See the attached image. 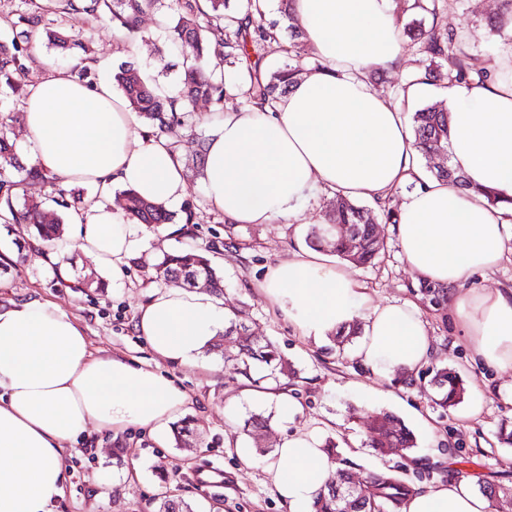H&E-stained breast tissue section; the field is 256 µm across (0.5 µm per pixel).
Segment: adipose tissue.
<instances>
[{"label":"adipose tissue","mask_w":512,"mask_h":512,"mask_svg":"<svg viewBox=\"0 0 512 512\" xmlns=\"http://www.w3.org/2000/svg\"><path fill=\"white\" fill-rule=\"evenodd\" d=\"M295 20L322 69L297 80L272 110L225 111L204 163L212 207L229 224H271L296 216L295 201L319 184L350 198L376 199L415 188L395 231L416 284L448 291V320L473 356L512 370V287L478 288L506 260L512 240V37L486 63L485 83L445 92L452 113V160L462 189L427 177L399 106L377 93L371 71L402 58L395 0H292ZM32 163L86 182L98 194L71 213L83 253L122 279L142 225L110 204L113 186L142 197L180 201L184 167L165 140L140 134L122 94L105 80L87 85L46 67L23 99ZM496 192L497 206L486 195ZM266 298L305 338L319 343L362 321L355 354L372 374L414 371L432 353L427 322L413 301L379 304L346 265L302 249L268 268ZM227 311L210 291L156 290L137 326L161 359L199 364ZM190 405L164 374L122 356L93 355L78 322L57 303L0 308V512H51L65 491V452L90 426L118 435L129 428L161 435ZM267 471L291 512H310L336 470L316 430L285 438ZM476 478L417 487L401 512H497Z\"/></svg>","instance_id":"obj_1"}]
</instances>
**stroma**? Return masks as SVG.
<instances>
[{"mask_svg":"<svg viewBox=\"0 0 512 512\" xmlns=\"http://www.w3.org/2000/svg\"><path fill=\"white\" fill-rule=\"evenodd\" d=\"M447 2L449 28L461 34L470 51L492 56L501 36L487 19L494 15L497 0ZM91 49L105 63L104 77H111L119 63L132 61L143 77L167 91L177 89L183 57L154 17H145L135 44L116 40L111 25L99 24ZM193 110L200 124L173 134L187 190L170 210L178 215L184 206L194 208L196 241L214 248V263L224 275L225 304L236 308L252 335L273 342L295 374L277 383L248 381L236 370L233 356L238 344L231 339L225 340L223 354L206 355L199 366L163 360L153 353L135 324L140 307L159 288L152 279L155 265L185 243L178 225L142 235L136 260L116 282L80 251L76 227L70 224L69 213H62L65 261L75 282L70 289L59 280L56 263L32 253L24 228L0 223V246L10 249L14 260L7 272H0L1 307L16 301H54L79 321L93 352L122 355L157 369L192 400L185 414L195 427L189 447H176L171 439L158 443L148 429L136 427L116 437L94 430L69 448L65 493L53 512H157L167 496L183 498L194 512H289L265 467L281 437L310 428L319 429L323 443L335 444L362 473L402 464L405 478L413 484L434 485L448 479L449 462H461L463 475L482 473L494 481L498 512H512V447L498 439L500 426L512 423V372H497L475 360L464 336L450 325L447 311L422 299L393 224L382 217L377 223L384 249L373 264L354 265V275L374 302L419 303L435 347L432 360L411 375L382 378L354 356V341L331 338L316 344L301 336L258 284L269 266L305 246L311 225L325 223L336 198L315 185L299 199L296 221L225 223L211 207L203 178L192 163L218 125L210 120L208 102H197ZM441 367L455 371L465 388L482 392L481 414L466 417L462 405H437L432 376ZM260 391L265 394L261 400L256 397ZM280 391L299 404L292 418H282L278 411L274 395ZM375 411L399 417L414 433L416 448L382 456L369 448L361 423ZM253 414L272 418L270 428L256 437L243 430L245 419ZM242 446H259L263 453L247 465L238 457Z\"/></svg>","mask_w":512,"mask_h":512,"instance_id":"1","label":"stroma"}]
</instances>
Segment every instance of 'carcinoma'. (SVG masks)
<instances>
[{
	"label": "carcinoma",
	"mask_w": 512,
	"mask_h": 512,
	"mask_svg": "<svg viewBox=\"0 0 512 512\" xmlns=\"http://www.w3.org/2000/svg\"><path fill=\"white\" fill-rule=\"evenodd\" d=\"M230 0H20L18 9L0 16L3 26L15 31L12 38H0V84L14 93L22 90L30 59V35L42 33L56 48L66 52L82 51L76 56L71 72L82 82L97 80L95 69L85 64L90 59L82 36L91 33L103 21L112 24L114 35L130 40L141 32L144 16H159L170 43L178 47L184 57L177 94L171 96L158 86L144 80L132 62H123L113 72V84L122 93L131 111L137 113L153 129L155 136L166 137L175 127L193 130L196 116L191 106L198 100L210 102L214 111L221 112L224 101L235 96L237 86L224 82L217 71L225 62L237 64L249 81L246 104L263 106L285 94L300 75L309 47L303 32L292 17V0H281L280 17L288 22L290 39L288 61L274 69L264 65L266 43L279 36V22L265 20V14L256 0H237V7H229ZM409 10L415 17L399 27L403 47L419 56L424 69L413 74L410 84L428 83L444 76L450 83L483 81L487 73L476 55L469 53L460 34L448 28L445 22L447 0H412ZM224 26L225 37H208L212 22ZM413 145L419 155L429 159L438 149L449 151L451 138L450 111L427 104L412 115ZM20 173L15 179L7 168ZM433 176L466 187L465 180L453 166L433 168ZM28 181L47 183L53 187V202L69 209L78 203L63 179L51 176L40 168L16 164L15 144L7 134L0 132V223L24 224L34 236L45 241H57L62 235V224L56 212L46 209L41 202L30 201L20 194V187ZM113 205L126 211L137 224L158 228L164 224H182L185 237L194 236L196 214L183 211L180 219L156 201H149L131 189L114 195ZM331 224H350L363 239V248L357 263H372L383 249L376 229L373 211L341 196L329 215ZM196 278L210 282L216 295L224 293V277L208 256V250L191 243L163 255L157 263L155 279L189 285ZM226 336H242L238 361L241 373L262 372L261 378L279 382L288 376L286 362L270 341L246 337L247 328L234 317ZM433 381L438 390H446L438 404L448 407L463 395L464 388L456 373L448 368L435 370ZM366 429L368 447L381 455L393 448L410 450L416 447L413 434L394 415L379 411L362 423ZM337 464L336 486H324L314 498L313 512H400L405 498L415 490L398 472H372L360 482L349 472V460L334 449H329Z\"/></svg>",
	"instance_id": "cac0c4a2"
}]
</instances>
